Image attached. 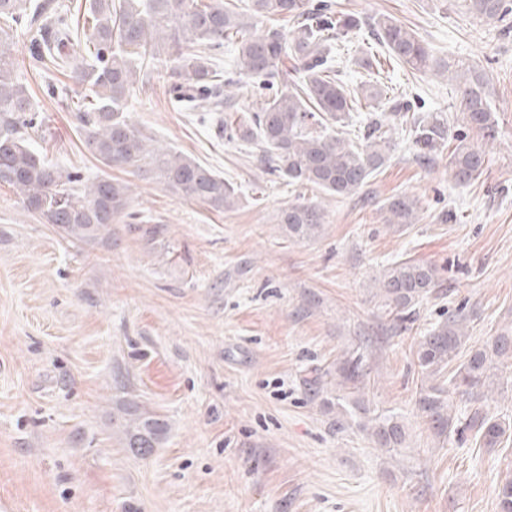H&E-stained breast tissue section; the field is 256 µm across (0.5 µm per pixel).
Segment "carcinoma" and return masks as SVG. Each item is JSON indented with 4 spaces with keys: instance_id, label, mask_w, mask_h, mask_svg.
I'll list each match as a JSON object with an SVG mask.
<instances>
[{
    "instance_id": "cac0c4a2",
    "label": "carcinoma",
    "mask_w": 512,
    "mask_h": 512,
    "mask_svg": "<svg viewBox=\"0 0 512 512\" xmlns=\"http://www.w3.org/2000/svg\"><path fill=\"white\" fill-rule=\"evenodd\" d=\"M466 12L485 21H503L512 14V0H464ZM283 16L293 21L288 31L254 30L252 19ZM82 25L69 23L65 5L49 0H0V185L15 192L24 210L56 226L73 243L91 244L114 221L133 218L130 186L109 175L86 180L52 163L35 145L33 96L18 80L10 42L23 29L30 36V65L50 64L88 94L73 108L76 130L104 167L145 168L169 193L201 203L215 212L234 207L237 187L188 155L164 148L130 122L131 93L147 65L170 68L169 93L188 112H221L232 103L231 88L246 78L264 99L254 112L224 123L229 141L255 143L272 173L293 183L311 185L336 196L359 192L369 176L386 165L390 138L382 123L368 125L362 143L341 137L336 127L351 118L359 104L371 111L383 105L376 84L347 91L336 82L333 61L338 43L368 26L389 57L416 71L433 68L458 81L456 108L466 126L490 136L495 116L488 101L485 75L475 69L461 74L457 64L434 61L428 48L405 25L387 15L365 22L338 13L327 0H88ZM237 49V78H224L216 51L224 42ZM301 80L288 85L290 72ZM417 157L430 162L448 140V128L433 116L417 117L411 127ZM448 165L455 180L478 177L485 154L456 137ZM418 200L402 195L386 206V223L414 224ZM280 223L295 241L316 238L324 212L316 204H292L281 211ZM439 287L437 269L403 259L393 262L377 281L389 313L411 318L419 302ZM464 310L435 323L420 337L416 357L421 374L432 378L452 364L446 381L420 388L419 411L439 436L455 429L450 397L456 390L485 384L493 368H512V333L503 332L482 347L462 354L467 338ZM367 375L364 356L347 352L336 371L316 369L303 380L310 401L324 413H336L333 426L356 427L379 448L406 447L403 420L391 410L371 411L358 392ZM125 445L140 456L159 447L168 431L164 419L134 400L112 410ZM464 429L475 443L494 448L512 432V424L474 412ZM499 512H512V480L498 489Z\"/></svg>"
}]
</instances>
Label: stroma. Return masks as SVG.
Listing matches in <instances>:
<instances>
[{
  "mask_svg": "<svg viewBox=\"0 0 512 512\" xmlns=\"http://www.w3.org/2000/svg\"><path fill=\"white\" fill-rule=\"evenodd\" d=\"M331 2L366 21L391 16L435 61L484 73L497 121L490 138L464 131L454 82L386 58L368 29L334 62L348 89L380 82L414 114L443 119L449 137L466 132L486 152L483 174L456 182L444 151L422 163L408 125L384 106L391 159L362 191L345 198L291 184L267 174L253 146L225 138L226 113L181 111L168 71L155 70L132 96L131 122L229 178L240 200L213 212L115 167L137 224L115 221L108 241L75 245L0 186V512H497L512 441L481 448L467 434L435 437L415 405L416 348L460 306L469 345L512 329V16L487 25L458 0ZM10 50L50 157L100 175L73 113L49 90L64 76L29 69L26 35ZM366 53L378 69L355 65ZM404 194L417 199L419 220L401 229L386 223L383 205ZM300 202L324 211L315 240L289 241L278 222ZM153 224L163 233L151 243L140 228ZM406 258L435 265L443 286L394 334L374 280ZM313 294L319 305L299 316ZM356 348L370 368L359 395L402 414L405 448L336 432L305 393L313 369ZM124 399L169 426L150 456L125 448L112 426ZM451 403L462 421L478 408L511 421L512 375L492 371Z\"/></svg>",
  "mask_w": 512,
  "mask_h": 512,
  "instance_id": "stroma-1",
  "label": "stroma"
}]
</instances>
